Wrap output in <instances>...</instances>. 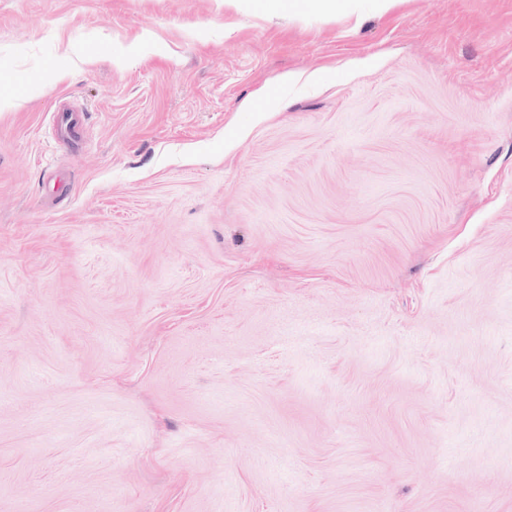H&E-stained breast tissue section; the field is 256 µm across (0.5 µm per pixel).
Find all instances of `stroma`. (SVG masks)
I'll list each match as a JSON object with an SVG mask.
<instances>
[{"mask_svg":"<svg viewBox=\"0 0 512 512\" xmlns=\"http://www.w3.org/2000/svg\"><path fill=\"white\" fill-rule=\"evenodd\" d=\"M0 512H512V0H0ZM269 17L279 16L288 10V14L300 16L309 10H319L326 16H355L358 14L359 0H249ZM86 116L83 111L57 112L55 121L59 131H63L71 141L77 142L81 139Z\"/></svg>","mask_w":512,"mask_h":512,"instance_id":"1","label":"stroma"}]
</instances>
